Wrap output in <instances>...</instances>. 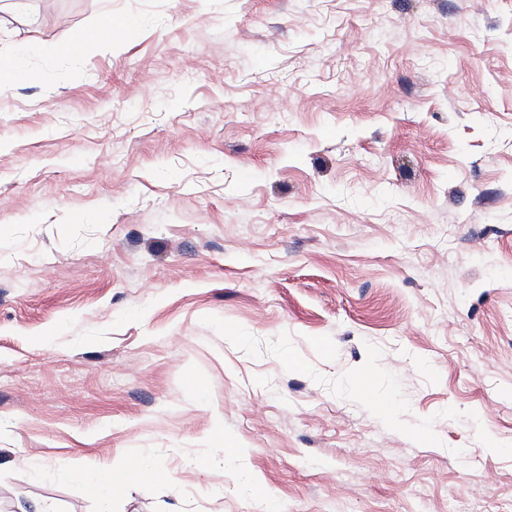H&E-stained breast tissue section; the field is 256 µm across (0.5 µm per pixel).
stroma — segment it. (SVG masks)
Returning a JSON list of instances; mask_svg holds the SVG:
<instances>
[{
    "label": "stroma",
    "instance_id": "obj_1",
    "mask_svg": "<svg viewBox=\"0 0 512 512\" xmlns=\"http://www.w3.org/2000/svg\"><path fill=\"white\" fill-rule=\"evenodd\" d=\"M13 2L0 512H512V0ZM153 475L154 473L147 471L139 462L127 460L113 465L111 472L99 473L86 479V486L94 496L104 492L112 495L113 491L122 490Z\"/></svg>",
    "mask_w": 512,
    "mask_h": 512
}]
</instances>
